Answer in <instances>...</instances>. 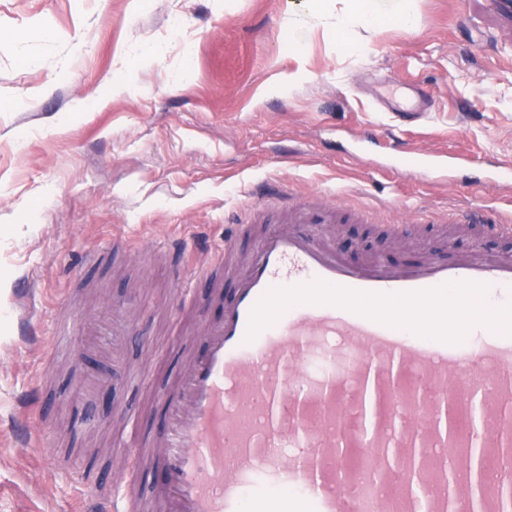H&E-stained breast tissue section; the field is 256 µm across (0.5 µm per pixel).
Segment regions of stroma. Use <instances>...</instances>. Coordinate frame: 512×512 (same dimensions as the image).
<instances>
[{"instance_id": "stroma-1", "label": "stroma", "mask_w": 512, "mask_h": 512, "mask_svg": "<svg viewBox=\"0 0 512 512\" xmlns=\"http://www.w3.org/2000/svg\"><path fill=\"white\" fill-rule=\"evenodd\" d=\"M410 6L414 27L354 28L359 50L340 52L335 12L306 19V0H0V512H78L86 483L156 436L190 329L223 312L177 285L195 251L174 269L158 246L221 244L263 185L271 210L320 191L370 207L319 227L355 264L485 251L450 221L512 214L490 174L512 161V0ZM400 84L427 89L425 115L378 109ZM438 149L468 157L446 182L415 162ZM402 222L403 239L378 231ZM116 237L129 250L93 261ZM66 299L81 326L56 336ZM116 307L135 332L112 382L83 328ZM26 310L36 335L18 331Z\"/></svg>"}]
</instances>
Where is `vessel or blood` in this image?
<instances>
[{
	"label": "vessel or blood",
	"instance_id": "obj_1",
	"mask_svg": "<svg viewBox=\"0 0 512 512\" xmlns=\"http://www.w3.org/2000/svg\"><path fill=\"white\" fill-rule=\"evenodd\" d=\"M440 179L460 165L421 159ZM335 208L311 198L266 224L236 261L246 224L228 225L217 263L188 287L224 299L221 321L197 331L200 348L172 390L166 420L148 453L157 465L160 512H448L449 502L501 512L496 494L475 496L469 479L449 481L453 448L512 447V319L485 327L472 343L471 302L488 314L512 303V254H431L416 264L347 263L335 243L307 230ZM462 227L512 236V219L483 208L457 212ZM341 361V374L310 377L300 362ZM373 378L377 430L367 463L342 469V449L360 446L356 415ZM480 397L478 433L441 426L450 400ZM91 512H141L137 475L110 491L88 487Z\"/></svg>",
	"mask_w": 512,
	"mask_h": 512
}]
</instances>
